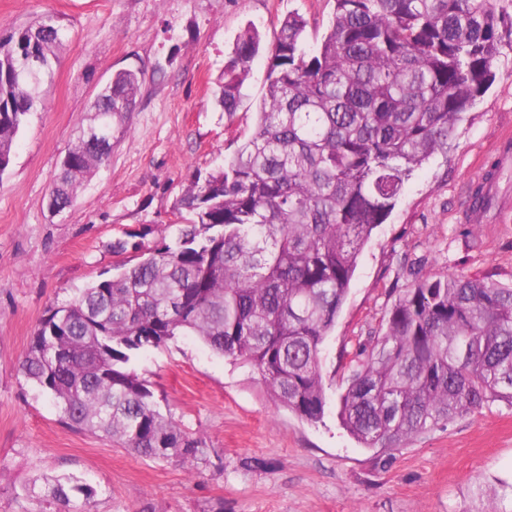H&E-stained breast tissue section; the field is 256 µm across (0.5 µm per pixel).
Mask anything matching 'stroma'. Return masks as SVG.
Here are the masks:
<instances>
[{"label": "stroma", "mask_w": 512, "mask_h": 512, "mask_svg": "<svg viewBox=\"0 0 512 512\" xmlns=\"http://www.w3.org/2000/svg\"><path fill=\"white\" fill-rule=\"evenodd\" d=\"M334 10V0H0V36L49 15L65 28L45 105L0 177V512H54L28 491L41 474L92 485L87 512H208L219 500L224 512H484L493 504L512 512V409L494 404L455 418L383 461L343 429L336 408L358 345L378 334L415 273L512 283L507 46L448 152L413 173L364 247L326 344L323 421L307 423L277 405L251 366L177 337L133 367L162 413L205 441L209 463L189 472L65 427L18 372L47 310L172 237L185 189L249 136L280 20L302 15L313 42ZM250 26L260 50L228 116L214 91ZM120 69L139 71L141 90L111 161L83 183L72 207L53 213L48 197L60 163ZM479 185L488 206L474 214L468 196ZM119 241L124 250H115Z\"/></svg>", "instance_id": "stroma-1"}]
</instances>
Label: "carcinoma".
<instances>
[{"label": "carcinoma", "mask_w": 512, "mask_h": 512, "mask_svg": "<svg viewBox=\"0 0 512 512\" xmlns=\"http://www.w3.org/2000/svg\"><path fill=\"white\" fill-rule=\"evenodd\" d=\"M307 21L285 17L267 63L252 133L179 201L178 236L50 308L19 370L74 431L192 471L202 440L160 409L132 357L178 336L254 367L274 400L308 423L329 406L322 364L365 244L413 172L448 151L484 95L512 20L497 0H335L329 30L309 46ZM60 20L0 37V176L52 81ZM249 28L234 45L216 102L237 111L257 53ZM139 73L122 69L93 104L99 133L126 124ZM112 148L83 136L50 195L69 205ZM338 399L341 425L390 456L414 437L485 407L512 408V284L417 275L382 318ZM58 512L94 489L39 476Z\"/></svg>", "instance_id": "1"}]
</instances>
